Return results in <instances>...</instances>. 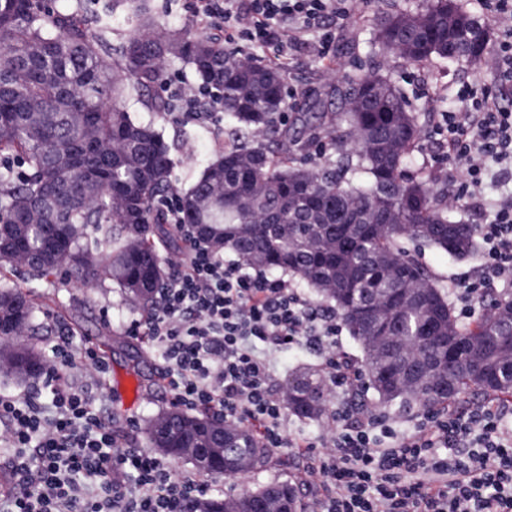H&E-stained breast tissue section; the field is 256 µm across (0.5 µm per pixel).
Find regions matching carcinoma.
<instances>
[{
  "mask_svg": "<svg viewBox=\"0 0 512 512\" xmlns=\"http://www.w3.org/2000/svg\"><path fill=\"white\" fill-rule=\"evenodd\" d=\"M137 24L107 50L116 13ZM380 50L409 62L439 57L480 63L488 28L451 0H425L416 13L385 12L376 34ZM171 59L189 65L220 97L230 123L215 160L197 182L176 193L173 154L188 143L169 142L155 118L170 100L150 96L146 121L128 112L163 77ZM284 77L258 60L244 63L222 42L186 28L162 27L145 0H112L104 15L63 0L53 14L40 0H0V154L18 155L27 172L0 167V266L37 279L69 273L84 281L105 276L149 306L164 282L161 250L170 237L150 238L160 221L152 205L177 194L186 224L242 262L290 273L331 303L360 348L363 389L400 412L439 408L468 394L512 396V361H499L493 379L473 373L470 355L448 391H440L443 344L490 346L499 314L512 297L494 299L488 312L463 324L447 293L404 242L451 257L477 250L476 227L448 210V186L432 174L409 177L404 163L420 141L413 113L385 77L355 75L340 92L341 124L333 140L351 141L323 166L293 161L316 139L325 113L316 105L297 113L299 126L279 123L288 103ZM59 247L63 258L40 255ZM27 302L22 321L8 299ZM372 308L364 328L346 318ZM39 307L13 281H0V335L32 327ZM329 379L318 369L288 380V410L313 419L331 402ZM239 452L252 465L271 457L245 428Z\"/></svg>",
  "mask_w": 512,
  "mask_h": 512,
  "instance_id": "carcinoma-1",
  "label": "carcinoma"
}]
</instances>
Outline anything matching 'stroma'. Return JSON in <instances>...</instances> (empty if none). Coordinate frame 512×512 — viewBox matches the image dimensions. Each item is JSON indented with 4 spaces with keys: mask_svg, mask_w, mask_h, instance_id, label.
Here are the masks:
<instances>
[{
    "mask_svg": "<svg viewBox=\"0 0 512 512\" xmlns=\"http://www.w3.org/2000/svg\"><path fill=\"white\" fill-rule=\"evenodd\" d=\"M422 4L423 0H366L362 12L353 21L335 29L332 47L335 74H327L320 63L301 54L286 76L284 86L288 101L301 103L311 96L332 103L337 90L345 87L350 76L368 73L385 76L404 94L422 130L420 147L411 157L409 171L416 174L425 169L444 176L448 173L447 163L436 162L430 149L435 116L447 108L461 84L480 86L490 82L492 76L483 62L471 66L432 58L410 63L395 54L379 51L375 36L381 12H413ZM157 126L168 140L187 137L192 140L189 152L177 157L173 169L177 190H188L206 163L214 159L218 138L203 127L181 121L174 113L158 120ZM26 287L40 304L49 308L50 314L40 318L22 337V345L48 354L63 326L73 332L78 347L92 338H111L112 347L105 356L108 387H127L137 379L142 388L134 400L109 398L103 416L116 432L130 435L136 445H144L149 419L168 411L171 403L156 385L162 366L158 349L125 335L123 330L127 320L141 316L142 307L108 279L90 288L52 276L29 281ZM299 471L297 459L290 449L283 448L272 454L269 462L246 475L212 479L211 493L222 498L234 497L247 488L275 481H296Z\"/></svg>",
    "mask_w": 512,
    "mask_h": 512,
    "instance_id": "stroma-1",
    "label": "stroma"
}]
</instances>
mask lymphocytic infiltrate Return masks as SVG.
<instances>
[{"label": "lymphocytic infiltrate", "mask_w": 512, "mask_h": 512, "mask_svg": "<svg viewBox=\"0 0 512 512\" xmlns=\"http://www.w3.org/2000/svg\"><path fill=\"white\" fill-rule=\"evenodd\" d=\"M363 2L190 0L189 11L199 25L215 27L240 61H251L260 46L271 64L287 69L305 52L331 74V23L351 20ZM492 7L504 27L492 58L497 82L461 85L432 140L448 163L449 205L486 218L478 227L481 267L448 285L463 319L487 288L512 293V194H486L495 174L512 173V109L497 88L512 81V0ZM174 97L184 122L215 128L223 119L211 91L182 85ZM162 215L185 247L147 314L126 323L125 333L159 347L165 366L158 383L172 405L246 425L264 447L290 449L319 512H512L511 400L423 410L409 430H397L389 415L356 406L360 379L338 350L334 313L287 279L225 260L183 224L174 201ZM300 347L324 358L343 397L333 430L319 438L287 434V394L273 385L276 355ZM51 352L41 386L0 393V447L8 453L0 512H200L210 490L204 474L174 472L105 422L106 361L67 337Z\"/></svg>", "instance_id": "1"}]
</instances>
